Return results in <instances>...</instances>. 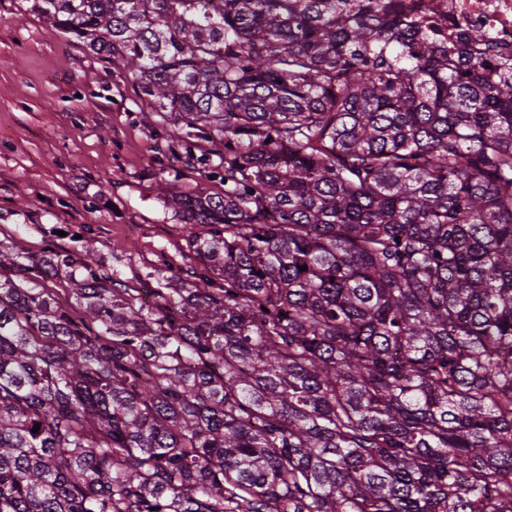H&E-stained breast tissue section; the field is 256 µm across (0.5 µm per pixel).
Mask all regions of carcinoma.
Listing matches in <instances>:
<instances>
[{
  "mask_svg": "<svg viewBox=\"0 0 512 512\" xmlns=\"http://www.w3.org/2000/svg\"><path fill=\"white\" fill-rule=\"evenodd\" d=\"M31 10L224 191L166 187L208 230L152 305L0 251V512H512V54L406 0Z\"/></svg>",
  "mask_w": 512,
  "mask_h": 512,
  "instance_id": "obj_1",
  "label": "carcinoma"
}]
</instances>
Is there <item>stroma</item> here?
<instances>
[{
    "mask_svg": "<svg viewBox=\"0 0 512 512\" xmlns=\"http://www.w3.org/2000/svg\"><path fill=\"white\" fill-rule=\"evenodd\" d=\"M31 4L0 0V247L35 253L49 232L61 250L88 240L122 284L144 287L188 252L160 182L223 186L167 150L182 126L148 113L130 73L70 42Z\"/></svg>",
    "mask_w": 512,
    "mask_h": 512,
    "instance_id": "stroma-1",
    "label": "stroma"
}]
</instances>
